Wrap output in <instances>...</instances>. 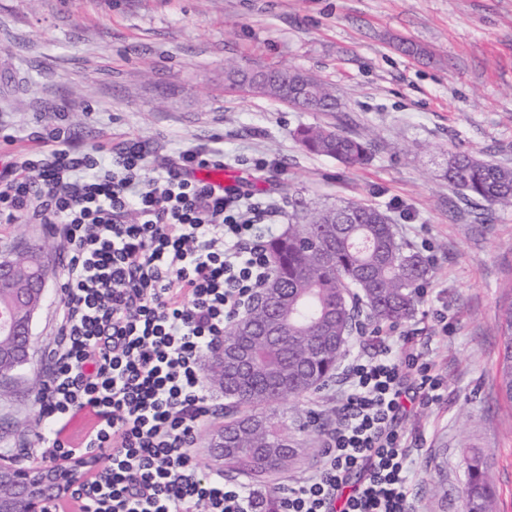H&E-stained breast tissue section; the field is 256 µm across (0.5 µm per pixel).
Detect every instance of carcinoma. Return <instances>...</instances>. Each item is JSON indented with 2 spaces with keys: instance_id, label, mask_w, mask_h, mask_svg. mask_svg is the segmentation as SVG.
<instances>
[{
  "instance_id": "carcinoma-1",
  "label": "carcinoma",
  "mask_w": 512,
  "mask_h": 512,
  "mask_svg": "<svg viewBox=\"0 0 512 512\" xmlns=\"http://www.w3.org/2000/svg\"><path fill=\"white\" fill-rule=\"evenodd\" d=\"M229 87L250 89L306 112H338L335 93L320 80L299 70L260 68L250 73L238 69L224 72ZM293 136L301 148L350 166L368 164L373 142L339 129L300 126ZM445 178L467 202L482 206H512V167L491 163L468 151L448 157ZM274 268L269 284L279 288L284 302L275 313L286 325L282 345L259 356L260 369L241 381L224 383L246 387L250 398L224 413V428L240 415L253 414L275 392L266 371L288 367V380L301 378L298 389L288 388L286 397L314 393L333 374L342 357L340 336L310 339L307 326L330 323L336 332H352L359 305H364L378 325L396 323L412 313L416 289L429 272L427 261L398 235L387 211L361 202L347 201L313 209L304 224H290L288 231L268 244ZM16 267L15 288L0 290V305L13 300L15 289L27 287V271L33 261L28 250L12 252ZM502 359L498 390L512 402V299L498 311ZM253 448H280L288 437L277 422L260 433L245 435ZM487 460L473 454L467 462L465 512H493L495 491L487 480ZM229 471L261 480L270 472L255 455L242 452L230 460Z\"/></svg>"
}]
</instances>
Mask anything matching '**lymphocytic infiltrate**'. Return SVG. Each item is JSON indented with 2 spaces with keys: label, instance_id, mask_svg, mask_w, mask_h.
Segmentation results:
<instances>
[{
  "label": "lymphocytic infiltrate",
  "instance_id": "f902f5d3",
  "mask_svg": "<svg viewBox=\"0 0 512 512\" xmlns=\"http://www.w3.org/2000/svg\"><path fill=\"white\" fill-rule=\"evenodd\" d=\"M40 140L0 171V222L48 224L58 240V339L37 401L45 462L95 464L73 484L71 512H415L402 397L411 380L431 406L443 382L409 335L349 354L323 461L299 486L270 499L201 476L191 448L211 395L199 360L270 279L279 209L194 178L223 166L220 149H184L154 176L136 140L88 152L58 125Z\"/></svg>",
  "mask_w": 512,
  "mask_h": 512
}]
</instances>
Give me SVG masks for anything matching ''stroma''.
Instances as JSON below:
<instances>
[{"label":"stroma","instance_id":"35a3bbf8","mask_svg":"<svg viewBox=\"0 0 512 512\" xmlns=\"http://www.w3.org/2000/svg\"><path fill=\"white\" fill-rule=\"evenodd\" d=\"M297 69L324 82L341 112H304L227 89L224 71ZM375 144L371 163L346 167L306 153L298 126H337ZM70 128L83 149L143 142L149 167L199 144L224 151L240 189L281 207L364 201L390 207L401 238L432 263L409 319L394 330L431 344L444 382L439 404L404 419L422 439L412 492L418 512H462L465 458L492 456L497 512H512V407L497 397L496 313L512 288V208L475 221L453 214L446 159L478 151L512 167V0H0V169L38 152L42 124ZM267 167L259 169L254 158ZM53 229L0 223V255ZM61 278L52 275L33 324L25 370L0 394V451L43 447L33 384L55 345ZM448 309L440 327L434 311ZM336 384L270 406L307 448L275 493L323 456V418Z\"/></svg>","mask_w":512,"mask_h":512}]
</instances>
